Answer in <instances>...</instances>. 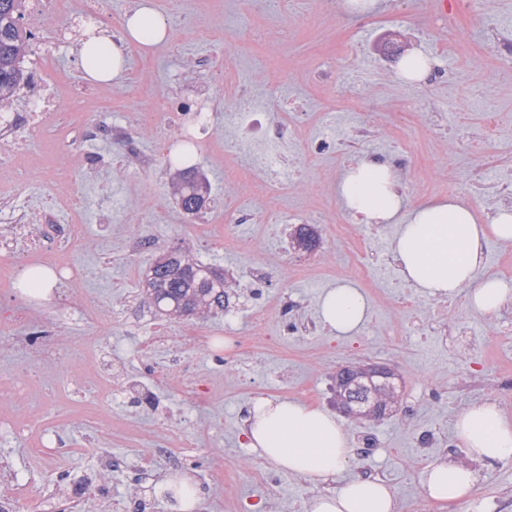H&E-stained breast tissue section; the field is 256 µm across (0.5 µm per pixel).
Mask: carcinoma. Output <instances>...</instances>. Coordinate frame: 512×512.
I'll return each mask as SVG.
<instances>
[{
  "label": "carcinoma",
  "instance_id": "obj_1",
  "mask_svg": "<svg viewBox=\"0 0 512 512\" xmlns=\"http://www.w3.org/2000/svg\"><path fill=\"white\" fill-rule=\"evenodd\" d=\"M24 11L25 0H0V112L12 106L23 77L28 47L20 24ZM205 194H209L207 182L198 180L193 169L185 168L175 193L181 210L187 215L199 213L201 208L196 203ZM226 287L223 274L182 250L175 251L172 260L146 271L142 279L144 293L157 310L203 318L224 312ZM345 382L365 401L361 406L364 420L375 418L371 412L375 404L383 401L392 408L399 402V387L384 384L378 376L353 371L346 375Z\"/></svg>",
  "mask_w": 512,
  "mask_h": 512
}]
</instances>
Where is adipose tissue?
Returning a JSON list of instances; mask_svg holds the SVG:
<instances>
[{
  "label": "adipose tissue",
  "instance_id": "ef3b65f1",
  "mask_svg": "<svg viewBox=\"0 0 512 512\" xmlns=\"http://www.w3.org/2000/svg\"><path fill=\"white\" fill-rule=\"evenodd\" d=\"M168 38V26L154 0H138L126 14L120 34L90 27L84 32L81 57L85 79L105 84L122 76L126 49L138 45L151 51ZM346 211L364 224H394L398 232L390 254L402 279L422 293L452 298L467 293L471 308L497 312L512 298V284L483 274L488 237L512 241V209H500L490 224L478 223L472 209L457 198H431L406 207L398 177L389 164L370 159L350 166L338 185ZM331 334L347 336L368 318L366 301L350 284L327 290L318 308ZM454 431L476 460L512 457V422L493 403L462 410ZM247 445L280 470L311 482L335 481L336 490L315 495L309 512H395L385 481L339 476L352 456L347 432L335 416L320 408L288 399H262L250 410L244 430ZM476 478L467 466L438 458L420 475L425 495L453 503L470 495Z\"/></svg>",
  "mask_w": 512,
  "mask_h": 512
}]
</instances>
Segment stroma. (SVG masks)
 <instances>
[{
	"label": "stroma",
	"mask_w": 512,
	"mask_h": 512,
	"mask_svg": "<svg viewBox=\"0 0 512 512\" xmlns=\"http://www.w3.org/2000/svg\"><path fill=\"white\" fill-rule=\"evenodd\" d=\"M155 2L167 21L168 41L147 55L130 52L127 74L111 84L110 120L133 125L142 167L134 171L124 165L106 140L92 155L78 147L51 157L53 165L72 172L83 199L85 236L72 259L83 268L93 296L111 309V321L82 317L79 294L65 285L47 301L28 296L19 285L0 287V388L30 375L43 403L36 423L54 426L71 449L64 464L40 462L29 441L0 426V486L29 468L66 512H172L170 499L152 498L128 473L112 468L116 457L147 459L153 481L164 482L174 473L159 454L166 444L184 457V473L196 486L193 512H296L320 492V485L281 472L258 450L245 447L243 419L256 399L272 397L335 412L337 371L375 361L395 369L402 400L383 419L354 422L339 416L352 448L344 478L369 473L384 480L395 512L421 502L429 512H457L456 506L426 500L419 477L435 458L465 461L476 476L469 498L475 512H512V458L468 459L453 431L462 409L491 400L512 421V396L495 395L512 384V304L490 317L474 312L461 294L449 301L448 315L437 328L431 321L433 297L416 294L414 311H401L396 298L385 293L401 282L389 261L393 235L388 232L370 243L388 261L387 273L358 285L369 307L365 324L350 336L330 335L318 325L319 298L338 282L349 239L362 230L356 221L344 232L335 229L344 213L336 184L350 165L388 160L394 144H406L410 161L397 174L411 202L447 196L453 186L480 223L493 217L491 200L504 170L512 169V74L504 70L482 16L464 17L455 45L444 49L454 79L435 72L427 81L410 83L398 76L404 55L443 49L439 33L423 37L416 32L419 21L432 18L433 0H379L367 19L347 16L335 0H181L176 11L169 0ZM187 16L194 27L216 29V40H197L184 26ZM350 41L357 51H344ZM50 50L55 72L72 78L69 96L92 95L77 42L54 43ZM228 69L245 73L263 90L288 83L296 97L329 112L349 101L363 107L347 113L345 125L332 133L334 154L310 152V143L322 137L312 124L289 149L299 174L284 189L289 203L318 229L313 250L293 246L290 224L240 225L239 233L251 238L243 251L225 236L223 225L214 224L220 212L244 202L259 215L270 209L268 199L255 194L266 174L241 166L237 154L223 145V126L213 132L216 146L194 160L210 183L208 206L189 217L176 202L179 168L158 156V134L140 125V114L161 99L191 97L204 83L211 89V108L223 116L221 77ZM490 112L503 119L497 140L483 162L464 158L471 133ZM363 120L367 137L350 144L352 128ZM176 248L223 269L230 307L239 315V335L248 334L251 312L262 307L271 315L272 332L288 322L297 335L277 350L228 353L223 315L202 319L156 311L139 281L156 255ZM258 268L269 269L267 280L253 279ZM62 302L70 309L61 315ZM25 307L42 312L43 329L60 358L42 359L38 346L9 320V311ZM156 323L175 328V336L135 355L141 332ZM83 338L118 373L138 378L146 366H166L155 404L112 398L69 359L68 351ZM185 365L206 385L203 400L182 393ZM424 431L434 433L435 447L419 446ZM257 469L266 473L264 483L250 482ZM103 472L110 473L109 481L100 480Z\"/></svg>",
	"instance_id": "stroma-1"
}]
</instances>
